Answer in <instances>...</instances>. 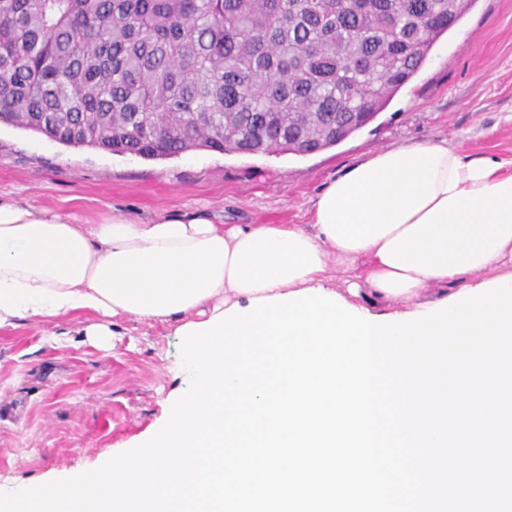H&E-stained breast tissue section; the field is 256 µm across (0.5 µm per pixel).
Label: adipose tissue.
I'll return each instance as SVG.
<instances>
[{
    "label": "adipose tissue",
    "mask_w": 512,
    "mask_h": 512,
    "mask_svg": "<svg viewBox=\"0 0 512 512\" xmlns=\"http://www.w3.org/2000/svg\"><path fill=\"white\" fill-rule=\"evenodd\" d=\"M512 275V157H467L448 143L381 151L331 182L306 224H217L203 212L97 224L0 198V331L80 314L108 344V317L184 327L237 303L341 273L355 304L426 311Z\"/></svg>",
    "instance_id": "1"
}]
</instances>
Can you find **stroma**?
I'll use <instances>...</instances> for the list:
<instances>
[{
    "label": "stroma",
    "mask_w": 512,
    "mask_h": 512,
    "mask_svg": "<svg viewBox=\"0 0 512 512\" xmlns=\"http://www.w3.org/2000/svg\"><path fill=\"white\" fill-rule=\"evenodd\" d=\"M443 141L472 157L512 156V0H474L388 105L336 146L145 159L2 124L0 196L83 224L116 209L144 222L199 210L220 224H306L337 176L395 146ZM85 323L0 331V486L63 478L137 446L187 390L173 327L117 318L98 348Z\"/></svg>",
    "instance_id": "stroma-1"
}]
</instances>
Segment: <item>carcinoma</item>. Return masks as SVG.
<instances>
[{
	"label": "carcinoma",
	"instance_id": "cac0c4a2",
	"mask_svg": "<svg viewBox=\"0 0 512 512\" xmlns=\"http://www.w3.org/2000/svg\"><path fill=\"white\" fill-rule=\"evenodd\" d=\"M471 5L0 0V125L144 158L310 154L374 117Z\"/></svg>",
	"mask_w": 512,
	"mask_h": 512
}]
</instances>
